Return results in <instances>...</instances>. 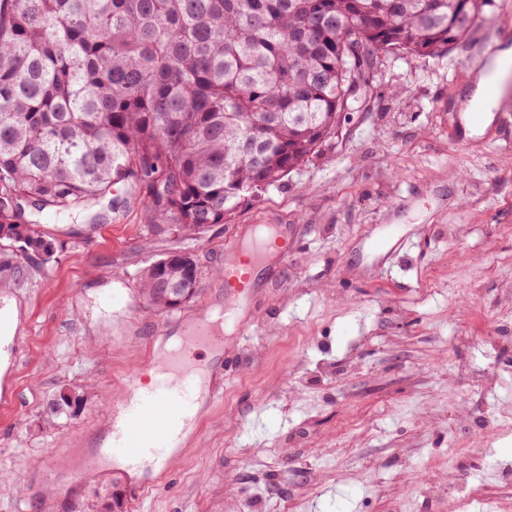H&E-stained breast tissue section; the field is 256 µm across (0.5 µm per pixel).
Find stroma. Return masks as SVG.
<instances>
[{
    "label": "stroma",
    "instance_id": "stroma-1",
    "mask_svg": "<svg viewBox=\"0 0 512 512\" xmlns=\"http://www.w3.org/2000/svg\"><path fill=\"white\" fill-rule=\"evenodd\" d=\"M505 46L512 0H492L448 54L381 58L339 140L197 235L155 234L131 184L97 221L25 205L59 248L19 261L0 240V305L21 337L16 355L0 348L18 396L0 407V512H103L117 491L126 512H448L428 488L457 481L479 488L467 512H512L499 479L512 429L489 423L512 407V82L482 136L461 125L480 63ZM256 224L283 227L292 249L261 269L243 331L209 364L221 396L168 474L137 501L120 472L77 477L72 449L106 434L158 355L142 271L193 254L198 293L176 312L190 320L223 294L225 251ZM383 228L411 248L370 255ZM64 386L82 411L43 425Z\"/></svg>",
    "mask_w": 512,
    "mask_h": 512
}]
</instances>
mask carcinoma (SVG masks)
I'll return each mask as SVG.
<instances>
[{
    "mask_svg": "<svg viewBox=\"0 0 512 512\" xmlns=\"http://www.w3.org/2000/svg\"><path fill=\"white\" fill-rule=\"evenodd\" d=\"M466 2L456 23L455 0H0V228L47 263L21 202L85 210L127 182L158 184L159 235L222 224L320 152L380 57L469 34L487 0ZM73 416L51 398L41 420Z\"/></svg>",
    "mask_w": 512,
    "mask_h": 512,
    "instance_id": "carcinoma-1",
    "label": "carcinoma"
}]
</instances>
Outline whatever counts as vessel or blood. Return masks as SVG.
<instances>
[{
    "label": "vessel or blood",
    "mask_w": 512,
    "mask_h": 512,
    "mask_svg": "<svg viewBox=\"0 0 512 512\" xmlns=\"http://www.w3.org/2000/svg\"><path fill=\"white\" fill-rule=\"evenodd\" d=\"M288 247L286 234L276 229L249 245L236 243L227 249L221 274L224 296L217 313L182 327L176 346L161 350L160 362L134 377L121 407L108 414L110 434L103 446L82 458V474L100 472L107 459L130 472L144 467L167 471L175 451L198 427L203 408L216 398L212 382L193 362L194 353H223L224 329L240 327L239 311L256 291L257 268L270 256L286 257Z\"/></svg>",
    "instance_id": "vessel-or-blood-1"
}]
</instances>
